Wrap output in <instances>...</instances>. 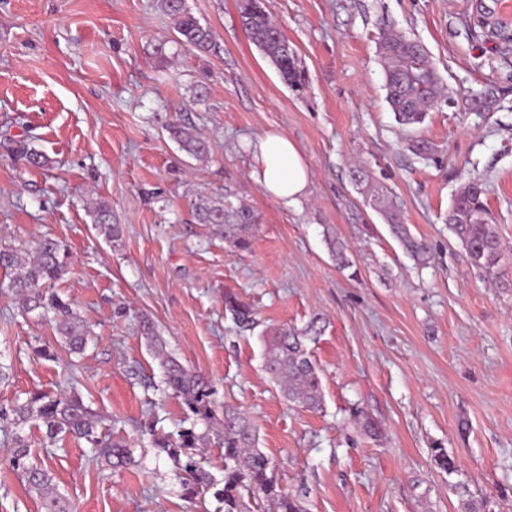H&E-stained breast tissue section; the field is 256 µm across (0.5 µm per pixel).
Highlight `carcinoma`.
Listing matches in <instances>:
<instances>
[{
  "instance_id": "obj_1",
  "label": "carcinoma",
  "mask_w": 512,
  "mask_h": 512,
  "mask_svg": "<svg viewBox=\"0 0 512 512\" xmlns=\"http://www.w3.org/2000/svg\"><path fill=\"white\" fill-rule=\"evenodd\" d=\"M160 7L172 18L174 35L179 43L202 52L209 50L213 43L211 30L200 24L183 0H160ZM238 8L249 40L270 59L284 82H296L295 50L288 39L282 33L274 35L276 25L266 11L258 7L257 0H238ZM378 49L384 71L386 102L395 121L409 132V149L424 159L432 153L433 146L411 132L442 102L440 78L423 45L396 31H380ZM496 105V90L492 86L471 100V106L478 111L492 112ZM170 133L187 156L202 159L208 154L209 143L195 127L174 125L170 127ZM17 152L34 167H43L48 162L44 154L25 144ZM486 194L483 181H468L453 197L445 221L462 243L468 262L483 269L495 279L496 285L512 288L511 281L501 280L502 249L491 224ZM370 206L383 217L390 235L413 264L422 268L428 265L431 259L429 244L414 236L409 226L402 222L401 210L393 199L377 190L370 197ZM195 214L199 223L212 225L225 242L241 250L249 248L253 231L259 224V216L251 207L244 203L226 204L222 199L195 205ZM92 217L94 223L108 230L112 240H119L121 225L114 223L106 203L97 202ZM327 245L338 269L350 271L352 278L358 276L354 261L347 254L346 243L329 237ZM70 264L68 247L56 239L43 238L31 247L0 246V268L13 272L8 288L27 311H36L53 322L56 333L69 351L80 354L88 343L89 331L71 308V303L50 292ZM224 309L240 329L246 331L254 327L252 309L234 293L224 294ZM317 323L314 319L302 330L276 327L263 335L264 364L270 379L288 401L312 410L321 407L322 393L318 370L308 355L305 340L320 332ZM139 332L149 349L161 359L165 389L181 398L193 415L208 423V429L203 433L192 427L184 428L174 439L169 434H153L154 447L176 465L185 493L196 497L213 492L214 498L222 504V512H250L244 501L247 496L259 497L272 506V512H305L301 497L280 487L275 475L276 465L258 448L257 428L250 419L229 405L224 406L222 415H217L210 381L165 353L164 344L149 319L139 321ZM11 414L16 426L27 424L38 432L36 437L16 432L11 437V444L13 467L22 473L28 490L40 501L41 512H70V508L63 495L57 492L49 469L29 461L35 441H40L46 448L71 435L90 442L98 456L115 469L134 462L133 449L97 435L95 413L73 391L55 395L34 393L26 401L16 404ZM354 420L364 434L371 437L382 434L381 424L366 412L355 411ZM211 444L224 449V476L220 488L204 467L202 449ZM431 462L448 474L457 470L455 459L443 448L432 449Z\"/></svg>"
}]
</instances>
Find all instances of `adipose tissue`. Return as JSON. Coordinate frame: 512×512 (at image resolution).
<instances>
[{"label":"adipose tissue","mask_w":512,"mask_h":512,"mask_svg":"<svg viewBox=\"0 0 512 512\" xmlns=\"http://www.w3.org/2000/svg\"><path fill=\"white\" fill-rule=\"evenodd\" d=\"M257 152L255 181L274 199L298 202L309 183V171L297 146L287 136L270 132L260 138Z\"/></svg>","instance_id":"ef3b65f1"}]
</instances>
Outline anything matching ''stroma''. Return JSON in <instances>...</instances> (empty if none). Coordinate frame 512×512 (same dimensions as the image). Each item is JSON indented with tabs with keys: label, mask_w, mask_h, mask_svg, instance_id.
Segmentation results:
<instances>
[{
	"label": "stroma",
	"mask_w": 512,
	"mask_h": 512,
	"mask_svg": "<svg viewBox=\"0 0 512 512\" xmlns=\"http://www.w3.org/2000/svg\"><path fill=\"white\" fill-rule=\"evenodd\" d=\"M186 4L215 49L177 43L159 0H0V246L63 241L71 268L55 290L91 330L84 354L69 353L0 271V411L73 388L99 434L133 448V464L115 471L82 439L34 447L73 512H217L212 496L185 497L151 443L205 424L165 391L138 333L145 315L171 356L211 380L217 403L252 419L280 486L303 492L306 512H465L483 501L512 512V289L472 267L444 221L463 184L483 180L512 275V61L471 35L469 0H264L296 51L291 86L245 35L237 0ZM384 28L421 42L446 88L419 127L431 159L407 149L385 100ZM490 80L497 108L471 111ZM179 120L208 140L206 158L171 140ZM271 131L307 165L298 204L253 178L255 146ZM21 142L48 167L20 159ZM357 166L365 182L353 181ZM371 186L431 245L430 267L416 269L368 206ZM224 196L260 216L250 249L196 221L195 203ZM93 199L123 224L118 242L94 224ZM329 231L347 242L358 278L337 268ZM228 291L256 311L258 329L238 331ZM316 316L322 332L307 348L323 408L312 412L272 383L259 336ZM356 407L382 437L359 431ZM8 429L0 419V512H40L9 464ZM439 447L457 473L431 465Z\"/></svg>",
	"instance_id": "obj_1"
}]
</instances>
